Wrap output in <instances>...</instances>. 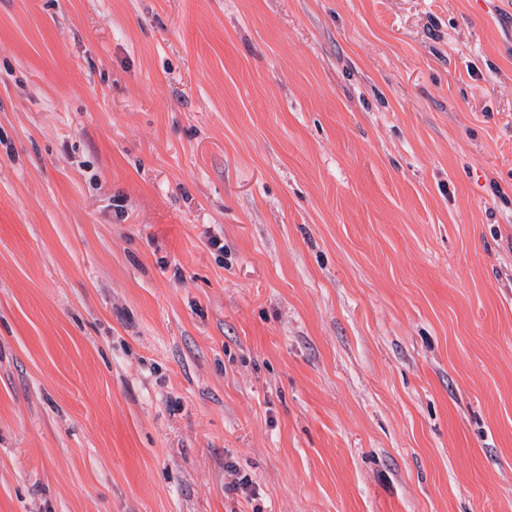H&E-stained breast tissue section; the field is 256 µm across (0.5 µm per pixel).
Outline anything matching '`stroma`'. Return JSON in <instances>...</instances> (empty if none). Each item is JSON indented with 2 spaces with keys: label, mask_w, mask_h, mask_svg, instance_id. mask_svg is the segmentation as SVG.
<instances>
[{
  "label": "stroma",
  "mask_w": 512,
  "mask_h": 512,
  "mask_svg": "<svg viewBox=\"0 0 512 512\" xmlns=\"http://www.w3.org/2000/svg\"><path fill=\"white\" fill-rule=\"evenodd\" d=\"M0 512H512V0H0Z\"/></svg>",
  "instance_id": "35a3bbf8"
}]
</instances>
